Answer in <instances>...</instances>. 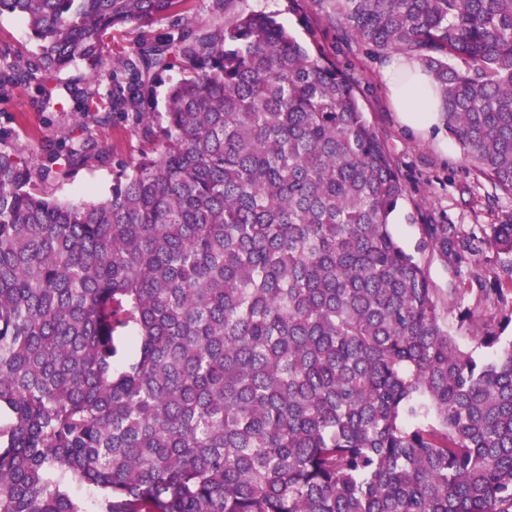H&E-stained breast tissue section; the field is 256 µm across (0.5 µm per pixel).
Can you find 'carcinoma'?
<instances>
[{
	"mask_svg": "<svg viewBox=\"0 0 512 512\" xmlns=\"http://www.w3.org/2000/svg\"><path fill=\"white\" fill-rule=\"evenodd\" d=\"M185 2L0 0L35 45L0 50V94L143 145L97 201L46 191L110 157L87 128L38 166L0 152V512H86L74 484L96 512H512V210L405 248L406 186L348 73L271 14ZM326 2L421 64L512 198V0ZM422 260L428 269L431 280L436 284L437 288L447 291L451 287L452 276L448 272V268L437 257V254L426 252L422 255Z\"/></svg>",
	"mask_w": 512,
	"mask_h": 512,
	"instance_id": "carcinoma-1",
	"label": "carcinoma"
}]
</instances>
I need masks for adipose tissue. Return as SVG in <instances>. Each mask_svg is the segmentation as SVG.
<instances>
[{
	"instance_id": "obj_1",
	"label": "adipose tissue",
	"mask_w": 512,
	"mask_h": 512,
	"mask_svg": "<svg viewBox=\"0 0 512 512\" xmlns=\"http://www.w3.org/2000/svg\"><path fill=\"white\" fill-rule=\"evenodd\" d=\"M384 80L403 123L431 129L438 110L431 78L405 56H395L384 71Z\"/></svg>"
}]
</instances>
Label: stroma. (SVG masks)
Returning a JSON list of instances; mask_svg holds the SVG:
<instances>
[{"label":"stroma","instance_id":"35a3bbf8","mask_svg":"<svg viewBox=\"0 0 512 512\" xmlns=\"http://www.w3.org/2000/svg\"><path fill=\"white\" fill-rule=\"evenodd\" d=\"M231 10L275 15L300 42L324 50L354 78L360 105L407 188L401 207L391 217L393 232L405 246L414 247L419 224L431 219L440 224L495 223V216L479 204L484 196L493 195L492 186L477 181L447 131L437 127L426 138L400 122L382 76L390 54L376 51L333 25L315 0H301L297 6L290 0H233ZM80 123L76 113L43 107L35 87H19L0 95V151L19 152L32 163L42 162L47 145ZM92 133L111 146L107 162L91 163L70 177L47 184L49 194L62 200L102 199L112 188L119 163L133 161L141 152L140 142L124 123L96 125Z\"/></svg>","mask_w":512,"mask_h":512}]
</instances>
